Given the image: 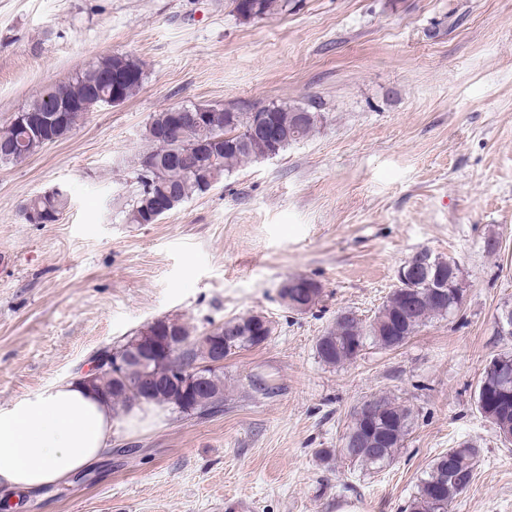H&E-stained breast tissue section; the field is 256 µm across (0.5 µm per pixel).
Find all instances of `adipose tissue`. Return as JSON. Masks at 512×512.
<instances>
[{"instance_id": "adipose-tissue-1", "label": "adipose tissue", "mask_w": 512, "mask_h": 512, "mask_svg": "<svg viewBox=\"0 0 512 512\" xmlns=\"http://www.w3.org/2000/svg\"><path fill=\"white\" fill-rule=\"evenodd\" d=\"M114 413L77 378L0 408V487L45 489L112 446Z\"/></svg>"}]
</instances>
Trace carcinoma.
I'll use <instances>...</instances> for the list:
<instances>
[{"label": "carcinoma", "instance_id": "1", "mask_svg": "<svg viewBox=\"0 0 512 512\" xmlns=\"http://www.w3.org/2000/svg\"><path fill=\"white\" fill-rule=\"evenodd\" d=\"M251 10L240 20L249 22L264 19L288 6L287 0H243ZM107 62L144 75V63L126 54L105 55L76 73L70 80L47 88L24 110L47 115L65 103L79 106L67 113V123L50 128L52 141L67 136L84 122L94 110L107 105L99 98L98 69ZM214 119L184 127L178 140L159 139L154 127L166 120L167 113H155L146 126V148L139 154L135 171L137 188L132 191L130 203L124 210L127 224H153L156 219L147 211V198L142 189L143 162L154 167V189L168 190L182 204L194 195L209 191L224 175L242 164L280 155L292 144L315 132L323 121V114L314 103L270 102L263 106V114L277 124L280 140L269 149L256 143L251 149L231 148L226 136L247 139L254 122L253 108L222 107L213 109ZM46 142L26 134L21 126L8 122L0 126V163L20 164L39 151ZM27 205L46 214L48 222L59 218L70 206L68 190L47 196L38 195ZM433 276L411 282L410 287L395 289L387 297L374 319L365 323L349 311L337 313L332 326L316 342L317 357L326 365L341 366L355 360L369 344L392 350L401 347L421 326L433 318L450 317L460 309V295L465 289L458 282L435 295ZM307 299L312 308L321 296V289L301 292L283 282L279 298L289 310L294 307L288 300ZM272 334L270 321L259 313H246L199 335L190 327L170 318L158 319L141 328L125 343L111 349L112 361L118 366H106L85 375L88 386L112 400V405L123 412L136 405L168 407L188 416H209L221 411L224 403V375L221 368L204 369L193 374L195 364L212 352L216 343L224 348V357L243 350L259 347ZM140 341L151 343L154 355L142 361L136 352ZM500 370L484 369L477 386V400L489 397L480 413L494 429L512 430V350L494 357ZM413 423L412 411L388 399H378L366 420H356L342 440L337 453L345 459L371 470L379 471L393 460L409 434ZM325 448L321 454L329 457L336 453ZM479 449L469 442L435 458L419 480L417 492L407 506V512H435L432 507L433 484L448 472V459L457 464L455 481L448 482L449 502L464 493L472 484Z\"/></svg>", "mask_w": 512, "mask_h": 512}]
</instances>
